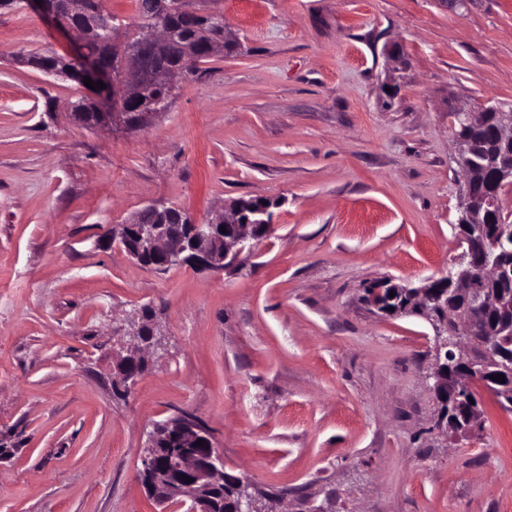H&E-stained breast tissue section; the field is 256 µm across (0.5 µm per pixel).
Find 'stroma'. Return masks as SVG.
<instances>
[{"label":"stroma","instance_id":"obj_1","mask_svg":"<svg viewBox=\"0 0 512 512\" xmlns=\"http://www.w3.org/2000/svg\"><path fill=\"white\" fill-rule=\"evenodd\" d=\"M232 52L143 129L70 120L76 82L17 59L73 50L30 0L0 8V512H161L138 480L152 422L185 411L259 487L339 512H512V413L435 427L434 332L363 299L459 253L449 114L512 106V0H191ZM279 200L221 272H150L99 237L148 204L198 220ZM152 307L165 348L112 392L115 327Z\"/></svg>","mask_w":512,"mask_h":512}]
</instances>
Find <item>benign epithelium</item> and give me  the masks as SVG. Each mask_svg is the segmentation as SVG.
Instances as JSON below:
<instances>
[{"mask_svg": "<svg viewBox=\"0 0 512 512\" xmlns=\"http://www.w3.org/2000/svg\"><path fill=\"white\" fill-rule=\"evenodd\" d=\"M40 14L77 36L78 50L65 54L71 68L59 70L47 68L44 73L56 78L101 81L104 89L93 91L100 112L97 119L86 123L95 128L119 123L129 126V113L124 103L133 96L149 98V111L142 113L141 123L169 109L181 73H160L145 62L148 53H156L169 44L176 31L159 25L152 29L146 40L140 42L129 36L121 23L111 21L105 14H95L87 6V0H67L66 9L59 7L58 0H41ZM105 45L110 53L108 65L99 61L96 48ZM497 114L493 135L505 148L491 176L469 162L471 143L462 137L454 138L457 161L465 172L464 203L456 222L458 240L462 252L448 272L418 288L402 287L410 296L411 304L426 313L437 288H450L465 299L463 305H442V315H431L435 332L437 364L432 379V390L440 405L446 401L448 375L454 373L456 387L467 386L473 380L481 382L494 393L502 384L491 379L493 373L475 367L476 354H481L494 366L506 355L505 337L512 334V292L490 293L485 288L488 281H504L512 278V249L502 247V237L483 236L482 221L492 211L501 209L500 196L495 190L477 189L480 183L499 187L512 183V112H505L502 105L488 100L474 110L460 105L453 109L452 119L460 126L474 128L482 121L483 113ZM270 206L258 204L262 218L253 222L243 217L236 206H226L214 219L198 221L190 219L191 231L181 224H146L142 212L117 224L105 232L106 243L123 250L131 259L162 269L193 265L220 272L235 264L240 256L251 253L259 241L267 236L273 226L269 216ZM226 228L221 232L220 228ZM386 285L377 282L365 290V301L378 312L387 315L384 296ZM496 311L505 322L499 334H485L478 330L479 318L486 312ZM118 335L126 338L127 355L114 367V382L131 391L140 377L146 355L162 349L164 331L156 321L145 325L140 313H135L127 325L118 329ZM477 412L469 405L461 413H439L436 427L444 431L454 442L476 437L479 426L476 419L464 422L468 413ZM169 433L173 448L154 446V434L148 433L142 458L140 476L149 478V486L163 509H182L184 512H212L211 504L215 484L224 477V454L216 448L210 435L198 427L190 414L179 412L162 422ZM205 439L202 446L196 445ZM191 478L187 483L181 476ZM268 496L252 489L237 512H335L336 501L318 499L308 490L299 494H281L273 499L274 509L265 502Z\"/></svg>", "mask_w": 512, "mask_h": 512, "instance_id": "obj_1", "label": "benign epithelium"}]
</instances>
